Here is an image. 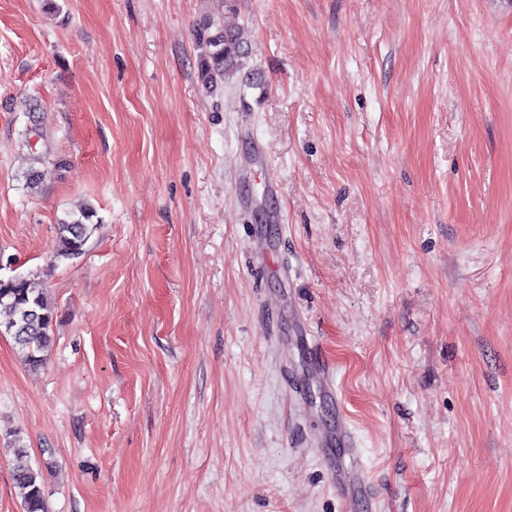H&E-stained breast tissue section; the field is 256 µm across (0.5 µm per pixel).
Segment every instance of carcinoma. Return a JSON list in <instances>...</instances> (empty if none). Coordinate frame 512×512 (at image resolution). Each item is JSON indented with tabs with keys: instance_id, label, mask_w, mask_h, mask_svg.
<instances>
[{
	"instance_id": "carcinoma-1",
	"label": "carcinoma",
	"mask_w": 512,
	"mask_h": 512,
	"mask_svg": "<svg viewBox=\"0 0 512 512\" xmlns=\"http://www.w3.org/2000/svg\"><path fill=\"white\" fill-rule=\"evenodd\" d=\"M213 10L197 24L195 38L202 49L199 75L211 90L233 81L243 67L247 37L242 26L223 23L227 0H212ZM93 211L84 208L76 218L56 227L55 258L81 255L92 233ZM0 334L12 337L31 370L41 368L53 341V312L47 296L33 279L24 276L0 278ZM24 504V512H47L43 473L39 468L18 466L12 474Z\"/></svg>"
}]
</instances>
